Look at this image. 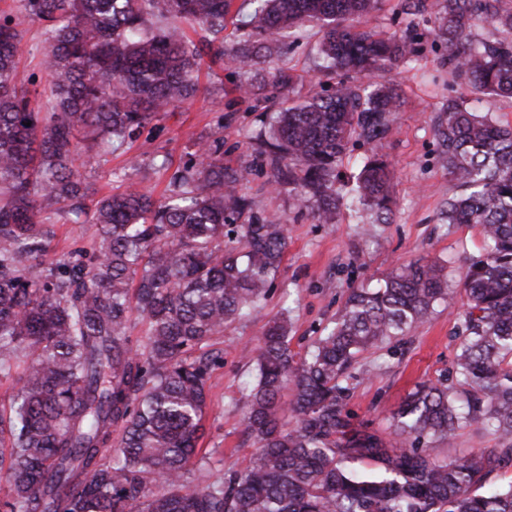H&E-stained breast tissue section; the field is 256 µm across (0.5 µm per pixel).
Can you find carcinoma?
Segmentation results:
<instances>
[{
    "instance_id": "1",
    "label": "carcinoma",
    "mask_w": 512,
    "mask_h": 512,
    "mask_svg": "<svg viewBox=\"0 0 512 512\" xmlns=\"http://www.w3.org/2000/svg\"><path fill=\"white\" fill-rule=\"evenodd\" d=\"M246 47L224 51L233 0H16L45 24L40 65L55 79L34 108L17 69L25 30L0 13V375L14 380L0 408V512H512V126L462 97L442 104L441 160L457 192L447 224L482 228V252L461 280L465 298L456 381L424 382L390 421L386 440L352 427L346 370L390 345L451 299L444 267L420 261L377 288H352L333 327L305 354L288 318L267 326L250 361L244 469L194 478L203 462L208 381L223 366L212 340L262 307L288 245L275 215L255 219L239 194L247 167H224L223 141L171 177L161 200L126 189L88 211L75 162L120 149L170 107L195 96L203 56L243 70L317 28L319 70L338 78L311 94L280 68L277 108L255 152L275 186L332 224L349 146H369L353 191L373 224L393 209L382 153L401 105L382 75L418 53L421 33L358 30L377 0H248ZM470 93L512 101V8L502 0H403ZM492 25L496 37L478 39ZM190 27L193 40L185 33ZM86 214L97 242L52 263L44 224ZM142 335L134 338L136 320ZM292 398L284 399V390ZM480 423L500 447L448 457L421 448ZM368 470L360 473L354 465Z\"/></svg>"
}]
</instances>
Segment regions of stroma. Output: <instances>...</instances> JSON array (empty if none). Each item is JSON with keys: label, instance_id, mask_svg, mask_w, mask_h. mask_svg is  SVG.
I'll use <instances>...</instances> for the list:
<instances>
[{"label": "stroma", "instance_id": "stroma-1", "mask_svg": "<svg viewBox=\"0 0 512 512\" xmlns=\"http://www.w3.org/2000/svg\"><path fill=\"white\" fill-rule=\"evenodd\" d=\"M21 80H34L39 97H47L50 77L38 62L44 47L43 26L24 21ZM317 36L309 35L288 48L286 67L306 75L320 87L325 78L317 69ZM417 60L387 72L400 88L402 102L394 129L384 141L391 163L393 216L387 224L363 223L358 207L345 203L335 223L321 224L299 209L287 188H273L267 168L258 165L251 141L262 127L264 113L274 109V90L256 82L250 94L239 90L243 72L221 71L211 76L208 67L198 73V93L191 101L159 116L123 152L88 160L81 172L96 200L113 188H129L162 196L171 173L193 160L200 142L224 140V165L252 167L240 187L250 198L257 216L274 214L288 227V246L271 293L262 308L233 322L217 339L224 365L210 379V405L203 441L211 455L200 471L203 479H216L242 469L253 444L243 425V406L253 383V371L242 356L254 348L266 325L289 314L291 347L305 352L342 310L350 288L372 287L401 266L424 258L445 266L449 288H456L482 246L479 227L445 224L439 213L455 185L439 159L438 115L448 96L466 93L448 64L443 45L431 38L419 44ZM49 259L89 246L96 228L73 223L70 216L53 218ZM460 301L437 306L423 325L400 342L363 352L348 371L346 409L352 425L367 424L387 432L389 419L415 386L452 377L458 352L456 338Z\"/></svg>", "mask_w": 512, "mask_h": 512}]
</instances>
